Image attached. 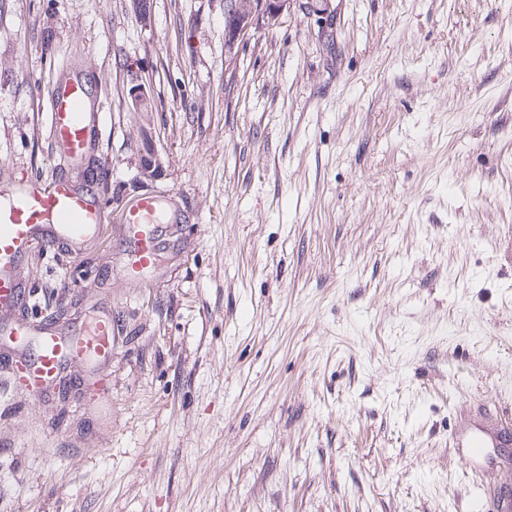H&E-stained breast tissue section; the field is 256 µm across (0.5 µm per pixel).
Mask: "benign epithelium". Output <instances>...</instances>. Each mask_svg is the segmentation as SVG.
Wrapping results in <instances>:
<instances>
[{"label": "benign epithelium", "mask_w": 512, "mask_h": 512, "mask_svg": "<svg viewBox=\"0 0 512 512\" xmlns=\"http://www.w3.org/2000/svg\"><path fill=\"white\" fill-rule=\"evenodd\" d=\"M288 6V0H224L225 37L228 45L235 46L248 36L276 23ZM127 100L136 112L152 111L149 88L136 69H130ZM140 177L155 180L161 175V161L152 137L143 135L139 150Z\"/></svg>", "instance_id": "obj_1"}]
</instances>
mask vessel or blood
Here are the masks:
<instances>
[{
	"label": "vessel or blood",
	"mask_w": 512,
	"mask_h": 512,
	"mask_svg": "<svg viewBox=\"0 0 512 512\" xmlns=\"http://www.w3.org/2000/svg\"><path fill=\"white\" fill-rule=\"evenodd\" d=\"M50 129L71 157H81L92 132V115L82 91L61 84L50 91ZM159 202L146 196L129 209L125 221L136 244L140 266L150 265L159 249L156 215ZM103 208L62 179L30 180L0 187V312L23 307L27 295L17 270L28 252L62 243L80 251L97 224ZM110 316L100 317L92 337L65 339L47 328L17 323L0 327V334L13 337L18 348L36 342L37 353L27 364L28 385L33 392L44 390L62 368L95 356L101 362L112 358Z\"/></svg>",
	"instance_id": "vessel-or-blood-1"
}]
</instances>
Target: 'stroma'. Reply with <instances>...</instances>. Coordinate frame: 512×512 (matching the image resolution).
I'll use <instances>...</instances> for the list:
<instances>
[{"label":"stroma","mask_w":512,"mask_h":512,"mask_svg":"<svg viewBox=\"0 0 512 512\" xmlns=\"http://www.w3.org/2000/svg\"><path fill=\"white\" fill-rule=\"evenodd\" d=\"M302 2L231 51L224 0H0V184L61 177L107 213L79 254L25 256L15 316L74 336L112 312L110 363L39 398L0 347V512H480L512 490V453L471 469L452 441L512 424V0ZM62 82L95 114L79 159L50 132ZM145 196L162 246L136 272ZM136 69L138 70V68H130V79L127 83L128 104L135 112H151L153 101L150 90ZM139 172L140 178L147 180H156L161 175V161L158 150L152 140V137L143 134L141 147L139 150Z\"/></svg>","instance_id":"35a3bbf8"}]
</instances>
